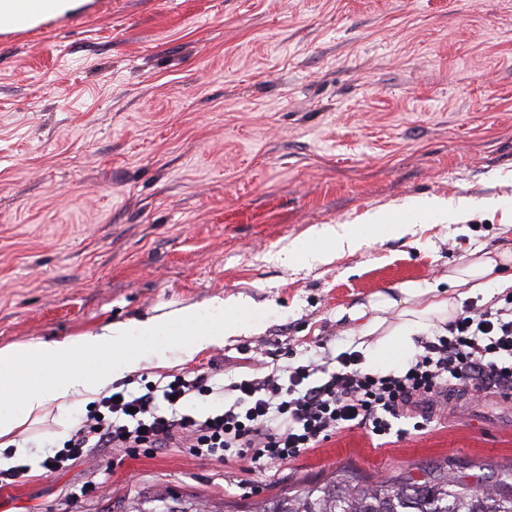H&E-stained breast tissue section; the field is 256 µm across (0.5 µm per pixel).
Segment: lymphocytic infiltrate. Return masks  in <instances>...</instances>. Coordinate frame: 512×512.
Returning a JSON list of instances; mask_svg holds the SVG:
<instances>
[{"label": "lymphocytic infiltrate", "instance_id": "lymphocytic-infiltrate-1", "mask_svg": "<svg viewBox=\"0 0 512 512\" xmlns=\"http://www.w3.org/2000/svg\"><path fill=\"white\" fill-rule=\"evenodd\" d=\"M336 361L331 371L311 361L289 367L284 377L226 386L201 373L121 389L80 419L49 462L57 471L96 448L135 455L182 444L196 458H234L247 471L288 461L356 427L383 439L406 416L414 430H424L449 392L512 396V295L499 307L467 305L443 331L419 338L399 367H364L362 353L351 350ZM210 401L215 410H204Z\"/></svg>", "mask_w": 512, "mask_h": 512}]
</instances>
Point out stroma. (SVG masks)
<instances>
[{"instance_id":"1","label":"stroma","mask_w":512,"mask_h":512,"mask_svg":"<svg viewBox=\"0 0 512 512\" xmlns=\"http://www.w3.org/2000/svg\"><path fill=\"white\" fill-rule=\"evenodd\" d=\"M416 197L499 207L276 260L311 228ZM511 249L512 0H93L0 30V346L247 300L248 331L190 356L154 338L166 364L132 378L236 380L351 348L376 367L371 304L409 284L463 306L449 270ZM75 422L53 411L17 432L30 470L0 487V512H120L167 491L257 512L344 471L512 472V406L494 394L450 395L382 447L356 428L249 473L182 448L47 472Z\"/></svg>"}]
</instances>
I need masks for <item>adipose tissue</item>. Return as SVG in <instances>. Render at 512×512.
Here are the masks:
<instances>
[{"label": "adipose tissue", "mask_w": 512, "mask_h": 512, "mask_svg": "<svg viewBox=\"0 0 512 512\" xmlns=\"http://www.w3.org/2000/svg\"><path fill=\"white\" fill-rule=\"evenodd\" d=\"M90 0H0V26L16 30L35 27L51 18L82 12ZM389 216L369 214L364 225L339 224L313 231L284 251L283 263L297 260L321 262L329 250L356 248L363 233L382 235L394 231ZM498 262L477 257L452 269L448 282L455 288L476 291L501 282ZM452 301L430 297L418 309L405 310L400 322L378 341L382 360L403 358L414 334L432 320L448 318ZM254 310L247 304L228 307L208 302L144 318L106 323L74 336L44 341L30 340L0 346V449L13 445L21 428L43 420L49 408L60 411L87 406L112 388L117 369L135 370L147 363H162L164 355L150 346L149 338L169 336L170 347L192 355L229 336L249 329Z\"/></svg>", "instance_id": "obj_1"}]
</instances>
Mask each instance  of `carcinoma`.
Returning <instances> with one entry per match:
<instances>
[{"instance_id": "obj_1", "label": "carcinoma", "mask_w": 512, "mask_h": 512, "mask_svg": "<svg viewBox=\"0 0 512 512\" xmlns=\"http://www.w3.org/2000/svg\"><path fill=\"white\" fill-rule=\"evenodd\" d=\"M424 479L410 474L367 486L347 474L295 497H275L262 512H512V481H488L485 467L470 461L452 469L431 466ZM124 512H209L200 502L143 497Z\"/></svg>"}]
</instances>
